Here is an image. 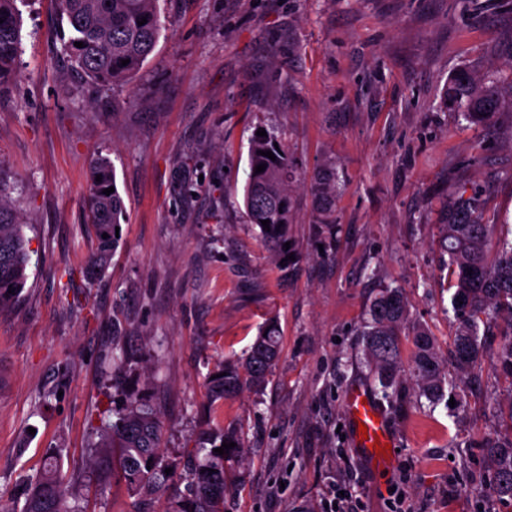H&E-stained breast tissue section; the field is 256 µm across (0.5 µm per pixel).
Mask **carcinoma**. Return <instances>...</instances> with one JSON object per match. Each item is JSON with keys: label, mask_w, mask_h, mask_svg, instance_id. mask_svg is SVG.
I'll return each mask as SVG.
<instances>
[{"label": "carcinoma", "mask_w": 512, "mask_h": 512, "mask_svg": "<svg viewBox=\"0 0 512 512\" xmlns=\"http://www.w3.org/2000/svg\"><path fill=\"white\" fill-rule=\"evenodd\" d=\"M157 0H57L61 26L68 32L63 48L75 71L102 87L126 82L153 52L160 36ZM147 23L140 25L138 21ZM22 19L16 0H0V92L16 76L21 43ZM84 47L78 48L75 43ZM129 60L125 66L121 61ZM449 107L464 108V118L478 125L490 123L502 110L496 92L483 85L468 70L460 69L443 91ZM270 151L275 159L260 155ZM250 172L244 187L243 205L250 223L260 229L266 245L288 255L289 226L293 223L292 190L296 172L287 146L277 136H253L249 147ZM265 171L256 172V166ZM102 180L96 181V175ZM115 186L110 162L103 158L91 170L89 224L96 242L90 257L89 274L103 271L118 243L116 227L125 221V205L119 192L103 190ZM269 221L264 230L262 221ZM22 216L0 196V309L9 305L27 281L31 259L23 232ZM444 249L455 292L452 297L456 331L448 359L439 355L435 340L423 327L413 329L412 375L418 390L430 399L442 396L452 377L474 374L486 365L507 383L508 435L482 439L484 462L492 473L490 490L501 501L512 502V243L494 244V227L482 223L478 206L462 200L448 213L444 225ZM108 238H103V234ZM409 311L398 289L383 291L373 301L370 320L363 327L364 356L370 371L386 389L400 388L405 369L402 356L404 328ZM500 325L501 343L487 350L479 339L480 326ZM280 356L279 330L271 319L256 337L244 357L227 360L218 370L220 377L208 379L211 398L237 395L245 387H260ZM164 425L151 400L134 396L126 400L117 419L107 424L96 451L118 449L112 465L101 475L125 482L135 497L133 512H153L150 505L168 496L166 512H224V496L231 481L224 461L242 455V443L233 429L205 432L196 454L202 455L190 473L185 492L172 490L174 473H165L163 463ZM234 442L228 453L213 449ZM0 512H83L78 500L64 483L61 469L44 465L27 494L22 509L0 504Z\"/></svg>", "instance_id": "obj_1"}]
</instances>
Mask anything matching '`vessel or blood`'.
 Instances as JSON below:
<instances>
[{
  "label": "vessel or blood",
  "mask_w": 512,
  "mask_h": 512,
  "mask_svg": "<svg viewBox=\"0 0 512 512\" xmlns=\"http://www.w3.org/2000/svg\"><path fill=\"white\" fill-rule=\"evenodd\" d=\"M346 414L351 432L366 428L368 436L363 440H355V449L364 456L374 469L387 468L390 460L376 454V446L380 443H393L394 437L387 421V416L373 394L363 387L350 388L344 398Z\"/></svg>",
  "instance_id": "obj_1"
}]
</instances>
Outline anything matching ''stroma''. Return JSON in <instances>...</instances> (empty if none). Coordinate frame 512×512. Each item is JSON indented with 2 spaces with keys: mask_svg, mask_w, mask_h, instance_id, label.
<instances>
[{
  "mask_svg": "<svg viewBox=\"0 0 512 512\" xmlns=\"http://www.w3.org/2000/svg\"><path fill=\"white\" fill-rule=\"evenodd\" d=\"M17 76L0 94V182L32 252L0 311V501L23 503L46 459L84 512H130L90 446L127 394L164 422V460L185 490L210 427L242 457L224 512H323L329 486L364 512H512L488 490L479 441L499 427L491 369L432 403L413 382L382 392L363 359L375 296L404 290L412 324L447 353L456 319L442 248L446 203L478 199L512 241V112L468 124L442 102L458 69L512 101V0H158L152 55L99 87L63 51L53 0H17ZM280 136L297 182L275 262L243 205L252 134ZM108 159L126 222L101 276L85 201ZM336 184L323 200L320 179ZM281 353L263 387L220 402L206 380L267 318ZM127 364L113 370V348ZM363 385L397 451L373 470L349 441L344 393Z\"/></svg>",
  "mask_w": 512,
  "mask_h": 512,
  "instance_id": "obj_1",
  "label": "stroma"
}]
</instances>
